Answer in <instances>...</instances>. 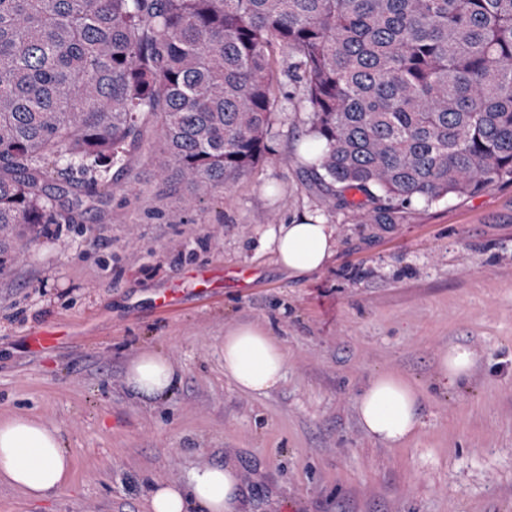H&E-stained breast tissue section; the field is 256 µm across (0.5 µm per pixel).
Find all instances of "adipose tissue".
Listing matches in <instances>:
<instances>
[{
  "instance_id": "1",
  "label": "adipose tissue",
  "mask_w": 512,
  "mask_h": 512,
  "mask_svg": "<svg viewBox=\"0 0 512 512\" xmlns=\"http://www.w3.org/2000/svg\"><path fill=\"white\" fill-rule=\"evenodd\" d=\"M259 250L275 255L290 275L303 277L323 269L336 251L333 225L306 216L300 222L279 224L259 232ZM286 352L270 332L244 323L224 335V374L241 391L265 395L282 381ZM180 372L163 353L144 351L127 368L126 383L134 396L156 399L169 395ZM421 395L408 380L375 374L357 397L359 422L386 445L408 441L422 425ZM71 456L59 429L18 414L0 420V483L28 499L56 497L66 485ZM240 479L233 466H210L193 473L188 487H155L145 512H236Z\"/></svg>"
}]
</instances>
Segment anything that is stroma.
Returning <instances> with one entry per match:
<instances>
[{
    "instance_id": "1",
    "label": "stroma",
    "mask_w": 512,
    "mask_h": 512,
    "mask_svg": "<svg viewBox=\"0 0 512 512\" xmlns=\"http://www.w3.org/2000/svg\"><path fill=\"white\" fill-rule=\"evenodd\" d=\"M307 129L298 97L279 98L264 159L187 208L163 191L150 122L99 210L47 235L14 228L0 264V419L58 427L73 469L48 500L0 486V512H144L156 485L219 464L238 472L239 512H512V185L372 224L361 193L336 198L299 161ZM305 215L334 225L336 253L292 278L255 242ZM174 288L176 306L159 309ZM249 321L288 357L262 396L224 375V333ZM456 346L474 364L447 390L438 361ZM150 348L181 379L143 401L126 370ZM382 371L423 390V424L396 447L357 412Z\"/></svg>"
}]
</instances>
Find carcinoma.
Listing matches in <instances>:
<instances>
[{
  "label": "carcinoma",
  "mask_w": 512,
  "mask_h": 512,
  "mask_svg": "<svg viewBox=\"0 0 512 512\" xmlns=\"http://www.w3.org/2000/svg\"><path fill=\"white\" fill-rule=\"evenodd\" d=\"M289 84L376 224L512 184V0H0V231L76 223L154 117L164 182L228 187Z\"/></svg>",
  "instance_id": "carcinoma-1"
}]
</instances>
